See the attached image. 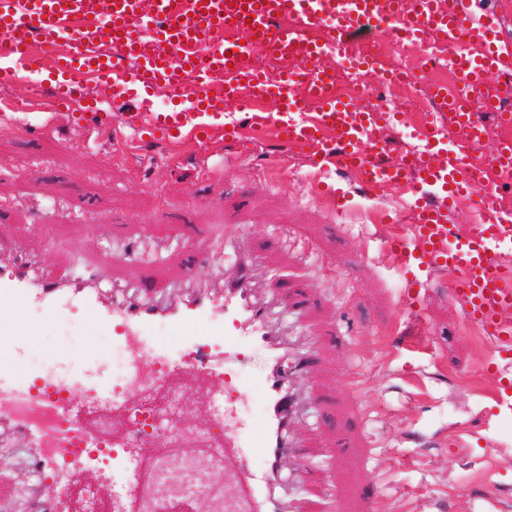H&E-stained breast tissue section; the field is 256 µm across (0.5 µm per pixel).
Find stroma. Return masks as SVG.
Returning <instances> with one entry per match:
<instances>
[{
    "label": "stroma",
    "instance_id": "obj_1",
    "mask_svg": "<svg viewBox=\"0 0 512 512\" xmlns=\"http://www.w3.org/2000/svg\"><path fill=\"white\" fill-rule=\"evenodd\" d=\"M119 129L88 141L70 113L39 128L32 115L0 127V261L28 253L58 276L140 248L142 271L175 278L192 266L200 283L221 287L226 253L206 250L225 219L242 225L257 258L258 288L288 287L309 309L272 318L292 353L318 346L305 402L291 437L303 454L284 459L278 493L296 512H512V408L484 365L490 340L476 339L451 295V273H433L401 303L403 278L386 260L383 214L401 209L391 189L353 193L336 213L314 194L301 163L276 177L263 166L285 147L268 130L250 131L252 151L215 136L193 149L144 141L130 153ZM71 314L36 336L28 363L57 372L72 348L95 344Z\"/></svg>",
    "mask_w": 512,
    "mask_h": 512
}]
</instances>
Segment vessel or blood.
I'll use <instances>...</instances> for the list:
<instances>
[{
	"label": "vessel or blood",
	"mask_w": 512,
	"mask_h": 512,
	"mask_svg": "<svg viewBox=\"0 0 512 512\" xmlns=\"http://www.w3.org/2000/svg\"><path fill=\"white\" fill-rule=\"evenodd\" d=\"M385 23L393 34L431 35L441 42L478 40L477 54L460 53L451 62L460 91L448 103L456 125L468 128L469 148L483 142V126L472 111L481 103L494 112L512 96V85L487 89L488 72L512 69V39L500 36V21L473 0H0V86L46 76L50 96L37 98L45 112H71L77 128L104 133L125 125L154 140L192 146L211 139L223 114L209 92L214 81L225 86L224 98L236 104L242 125L273 129L282 143L312 169L316 194L331 208L347 210L349 198L326 182L329 169L355 176L366 190L397 187L414 198L412 222L396 226L386 255L405 273L444 269L454 275L452 295L465 318L485 330L494 344L492 366L512 361V323L500 312L512 308V269L501 263L500 245L512 216L488 199L478 205L480 219L472 234L448 236L446 200L467 192L480 175L466 166L464 152L440 153L435 129L420 135V147L408 161L387 162L383 143L372 137L375 115L327 92L330 53L348 34ZM329 31L326 42L315 30ZM261 44L278 70L246 66L244 55ZM107 86L113 101L134 103V111L111 113L84 103L88 84ZM172 109H153L156 96ZM276 111H265L267 103ZM243 228L226 224L210 244L234 248L236 263L224 276V294L195 282L185 268L179 282L188 297L170 300L163 285L142 275L134 297L103 300L92 278L61 280L40 269L31 256L0 268V435L9 434L33 484L51 488L48 500H31L29 512H70L71 486L95 475L107 492L112 512H127L131 476L144 469L147 451H134L127 437H107L81 423L72 407L74 394L98 408L129 407L144 391L159 388L190 372L211 384L215 445L243 458L236 502L225 512H287L275 493L281 457L294 451L288 436L293 414L288 395L292 379L306 378L308 358L285 372V345L268 325L271 307L291 303L284 290L260 295L251 255L241 241ZM35 307L46 321L80 313L98 329L111 330L132 362L121 386H113L107 365L85 362L69 371L73 355L64 353V371L46 375L28 366L26 352L40 324L23 318ZM164 324L171 337L153 333ZM260 346L269 364L249 388L224 385L235 374L244 350ZM252 395L260 418H242L235 410L240 396ZM262 462L253 470V459Z\"/></svg>",
	"instance_id": "1"
}]
</instances>
